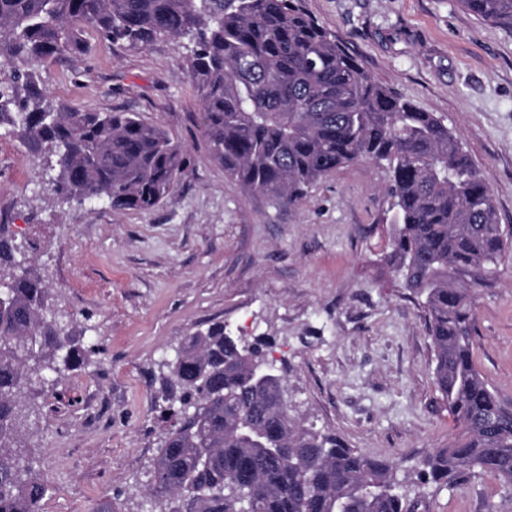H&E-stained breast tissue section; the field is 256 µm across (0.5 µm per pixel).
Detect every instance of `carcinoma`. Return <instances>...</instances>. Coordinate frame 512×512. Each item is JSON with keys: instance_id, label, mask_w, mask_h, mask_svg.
<instances>
[{"instance_id": "carcinoma-1", "label": "carcinoma", "mask_w": 512, "mask_h": 512, "mask_svg": "<svg viewBox=\"0 0 512 512\" xmlns=\"http://www.w3.org/2000/svg\"><path fill=\"white\" fill-rule=\"evenodd\" d=\"M512 33V0H460ZM96 32L130 49L185 40L210 157L246 190L300 202L359 160L389 172L388 262L416 298L433 378L455 432L419 468L422 484L488 473L512 489V408L474 361L473 303L508 239L492 192L443 120L375 80L302 0H0V125L55 157L54 192L78 205L149 211L184 172L180 144L134 112L53 107L34 63L91 51ZM27 247L0 224V512H43L47 482L20 453L25 386L78 370L87 349L44 309ZM270 341L223 324L184 337L165 361L151 512H417L393 462L290 415L281 377L259 379Z\"/></svg>"}]
</instances>
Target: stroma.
<instances>
[{
  "mask_svg": "<svg viewBox=\"0 0 512 512\" xmlns=\"http://www.w3.org/2000/svg\"><path fill=\"white\" fill-rule=\"evenodd\" d=\"M378 81L440 116L489 184L512 234V33L459 0H303ZM88 55L39 67L49 105L135 112L178 141L187 168L150 212L62 201L53 157L0 126V224L33 241L30 268L86 364L34 381L22 451L49 485L44 512H148L167 425L151 402L183 336L224 323L268 337L292 415L396 465L419 512H512L488 474L421 484L419 463L454 423L432 381L417 302L384 261L382 166L330 174L299 204L246 191L208 155L182 41L133 50L87 32ZM475 358L512 406V250L475 301Z\"/></svg>",
  "mask_w": 512,
  "mask_h": 512,
  "instance_id": "obj_1",
  "label": "stroma"
}]
</instances>
